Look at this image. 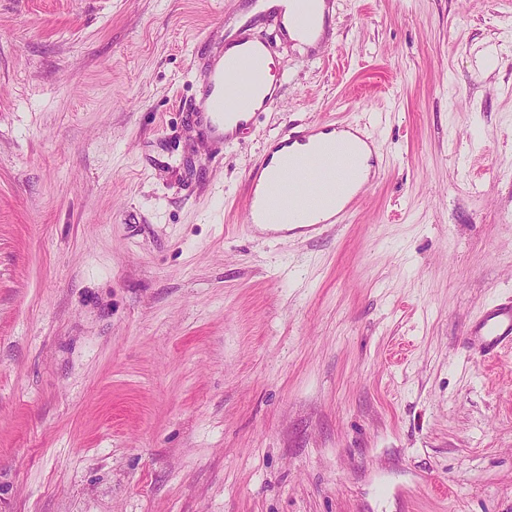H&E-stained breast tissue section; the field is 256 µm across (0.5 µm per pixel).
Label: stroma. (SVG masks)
<instances>
[{"label": "stroma", "instance_id": "1", "mask_svg": "<svg viewBox=\"0 0 512 512\" xmlns=\"http://www.w3.org/2000/svg\"><path fill=\"white\" fill-rule=\"evenodd\" d=\"M280 98L186 117L240 29ZM324 51L254 0H0V512H512V0H335ZM376 181L316 237L248 232L286 128ZM319 137H322V138H334L336 137V140L337 139H342L344 137H347V141H349L352 145H354L355 147L358 148V160H359V163H358V181L359 183H362L364 181H367L369 175L371 174V152L367 149V147L365 146V144L360 141L358 138L354 137L352 134L350 133H347V132H343V133H338L337 131L336 132H332V133H328V134H319ZM466 336L474 350L483 358L512 347V301L487 309L467 329Z\"/></svg>", "mask_w": 512, "mask_h": 512}]
</instances>
